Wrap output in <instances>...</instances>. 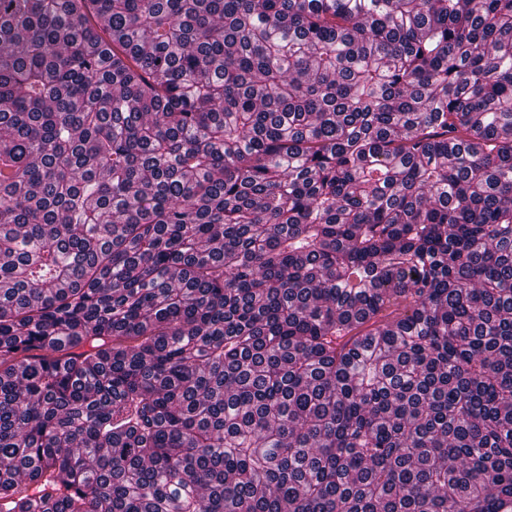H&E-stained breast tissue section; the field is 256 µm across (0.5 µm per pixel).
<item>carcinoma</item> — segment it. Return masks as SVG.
Instances as JSON below:
<instances>
[{"label":"carcinoma","mask_w":512,"mask_h":512,"mask_svg":"<svg viewBox=\"0 0 512 512\" xmlns=\"http://www.w3.org/2000/svg\"><path fill=\"white\" fill-rule=\"evenodd\" d=\"M0 512H512V0H0Z\"/></svg>","instance_id":"cac0c4a2"}]
</instances>
